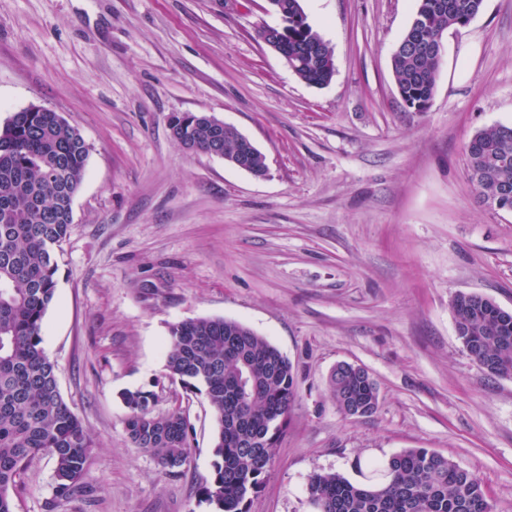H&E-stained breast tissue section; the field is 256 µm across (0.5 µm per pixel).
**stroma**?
Here are the masks:
<instances>
[{"mask_svg":"<svg viewBox=\"0 0 512 512\" xmlns=\"http://www.w3.org/2000/svg\"><path fill=\"white\" fill-rule=\"evenodd\" d=\"M334 50L325 87L257 37L268 0H0V124L38 105L90 147L57 252L42 346L92 435L85 475L55 494L33 461L15 512H209L216 422L205 394L165 371L171 324L235 320L292 363L297 398L250 512H312L310 477L361 481L426 448L482 477L512 512V378H491L451 308L477 292L512 312V211H493L464 146L512 124V0L448 29L428 111L408 110L391 58L417 0H302ZM234 125L266 157L257 178L184 149L172 116ZM365 368L369 416L341 413L328 377ZM183 411L192 455L166 472L128 440L126 391Z\"/></svg>","mask_w":512,"mask_h":512,"instance_id":"obj_1","label":"stroma"}]
</instances>
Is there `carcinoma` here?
Segmentation results:
<instances>
[{"label": "carcinoma", "mask_w": 512, "mask_h": 512, "mask_svg": "<svg viewBox=\"0 0 512 512\" xmlns=\"http://www.w3.org/2000/svg\"><path fill=\"white\" fill-rule=\"evenodd\" d=\"M281 3L288 6L283 52L290 70L309 85L329 84L332 46L310 24L300 0H271V7ZM482 8L483 0H418L402 36L407 47L392 57L409 108L427 111L434 95L440 58L427 50L429 42L442 30L470 23ZM175 139L193 151L207 152L218 140L227 156L237 149L236 137L205 114L192 115ZM465 151L481 202L494 209L507 190L512 211V125L480 130ZM88 153L80 132L46 108L23 109L0 126V512H15L12 493L37 457L53 461L56 495H68L83 479L93 447L42 347L43 319L57 286L56 251L71 228ZM244 165L255 176L266 170L257 149ZM452 310L473 363L490 376L512 377V313L477 293L457 294ZM165 370L191 391L204 387L217 423L212 475L199 488L201 501L211 512H248L296 400L292 363L248 326L201 317L170 326ZM329 388L345 415L369 416L377 409L375 384L359 368L338 365ZM123 402L134 446L172 473L189 462L193 428L182 412H154L155 394L148 390L127 391ZM307 495L314 512H494L476 474L426 448L374 465L362 483L316 473Z\"/></svg>", "instance_id": "obj_1"}]
</instances>
